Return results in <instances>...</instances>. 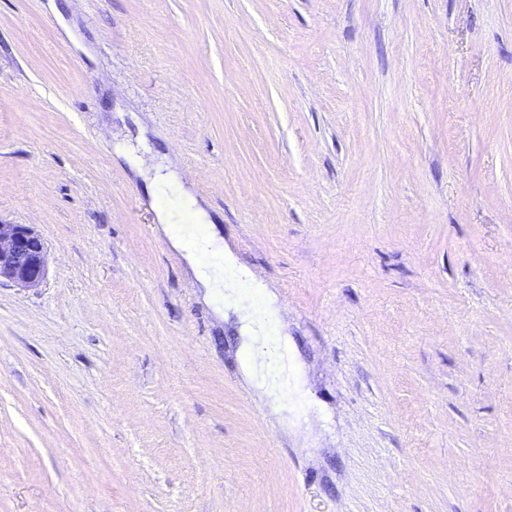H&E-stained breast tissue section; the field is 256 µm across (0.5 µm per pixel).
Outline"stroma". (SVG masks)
I'll return each instance as SVG.
<instances>
[{
	"label": "stroma",
	"instance_id": "stroma-1",
	"mask_svg": "<svg viewBox=\"0 0 512 512\" xmlns=\"http://www.w3.org/2000/svg\"><path fill=\"white\" fill-rule=\"evenodd\" d=\"M0 221V512H512V0H0ZM47 248L26 224L0 221V286L39 287L46 276ZM193 236L190 229L181 230L170 236L171 243L174 247L186 250V258L191 265L196 279L207 293L217 292L224 288V246H221L220 240L216 237V233L212 231L210 238L204 241L195 249L186 247L187 240ZM207 251L211 253L214 259L210 263H202L197 257V253Z\"/></svg>",
	"mask_w": 512,
	"mask_h": 512
}]
</instances>
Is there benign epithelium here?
<instances>
[{"mask_svg": "<svg viewBox=\"0 0 512 512\" xmlns=\"http://www.w3.org/2000/svg\"><path fill=\"white\" fill-rule=\"evenodd\" d=\"M47 248L26 224L0 222V286L37 288L45 279Z\"/></svg>", "mask_w": 512, "mask_h": 512, "instance_id": "1", "label": "benign epithelium"}]
</instances>
